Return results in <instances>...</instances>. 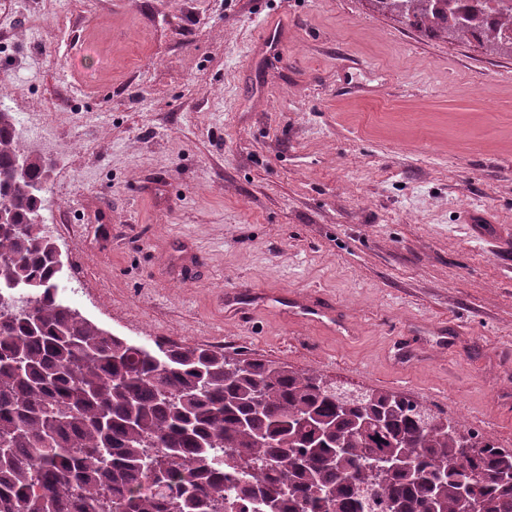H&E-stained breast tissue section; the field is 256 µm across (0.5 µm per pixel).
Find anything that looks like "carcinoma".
I'll return each mask as SVG.
<instances>
[{
    "label": "carcinoma",
    "mask_w": 512,
    "mask_h": 512,
    "mask_svg": "<svg viewBox=\"0 0 512 512\" xmlns=\"http://www.w3.org/2000/svg\"><path fill=\"white\" fill-rule=\"evenodd\" d=\"M375 4L457 41L512 33L509 0ZM48 173L0 110V512H512V450L452 435L404 396L343 403L315 371L151 349L65 304L41 221Z\"/></svg>",
    "instance_id": "obj_1"
}]
</instances>
